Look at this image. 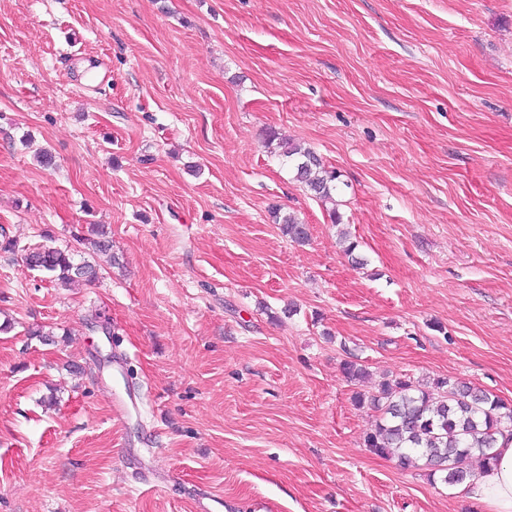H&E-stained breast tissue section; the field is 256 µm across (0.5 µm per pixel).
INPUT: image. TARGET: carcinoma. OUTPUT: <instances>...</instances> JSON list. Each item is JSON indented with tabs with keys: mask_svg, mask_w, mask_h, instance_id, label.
Masks as SVG:
<instances>
[{
	"mask_svg": "<svg viewBox=\"0 0 512 512\" xmlns=\"http://www.w3.org/2000/svg\"><path fill=\"white\" fill-rule=\"evenodd\" d=\"M280 148V156L292 165L298 181L316 196L332 199L336 170L327 168L311 151L288 143ZM278 224L282 234L292 241H308V228L294 215H283ZM0 250L22 253L29 268L49 273L62 285L98 278L95 265L85 259L77 262L65 250L21 247L12 239L4 240ZM341 370L354 384L368 376L366 367L352 360L343 361ZM354 402L358 406L366 404L377 413L374 429L363 438L371 453L394 459L403 468L423 460L430 475L439 476L449 486L474 480L475 461L484 469L491 467L498 458L499 438L512 433L511 403L470 383L449 378L422 385L405 375L391 377L379 382L368 396L355 393Z\"/></svg>",
	"mask_w": 512,
	"mask_h": 512,
	"instance_id": "carcinoma-1",
	"label": "carcinoma"
}]
</instances>
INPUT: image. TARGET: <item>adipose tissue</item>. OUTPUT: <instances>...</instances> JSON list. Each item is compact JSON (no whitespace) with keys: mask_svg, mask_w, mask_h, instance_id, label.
I'll return each instance as SVG.
<instances>
[{"mask_svg":"<svg viewBox=\"0 0 512 512\" xmlns=\"http://www.w3.org/2000/svg\"><path fill=\"white\" fill-rule=\"evenodd\" d=\"M497 464L464 486L481 512H512V439L501 441Z\"/></svg>","mask_w":512,"mask_h":512,"instance_id":"1","label":"adipose tissue"}]
</instances>
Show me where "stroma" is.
<instances>
[{
	"mask_svg": "<svg viewBox=\"0 0 512 512\" xmlns=\"http://www.w3.org/2000/svg\"><path fill=\"white\" fill-rule=\"evenodd\" d=\"M1 234L100 274L0 252V512H475L353 396L512 403V0H0ZM280 155L291 164L298 181L323 200H332V192L336 191L337 173L326 168L320 158L311 151L282 143ZM278 224L283 235L288 236L292 241L305 243L309 239L308 228L302 224L293 214H285L278 217ZM0 250L8 253L22 252L23 261L34 270L45 271L62 285L76 281L93 282L98 278L96 266L83 259L76 262L72 253L50 246L20 247L15 240L4 239Z\"/></svg>",
	"mask_w": 512,
	"mask_h": 512,
	"instance_id": "obj_1",
	"label": "stroma"
}]
</instances>
